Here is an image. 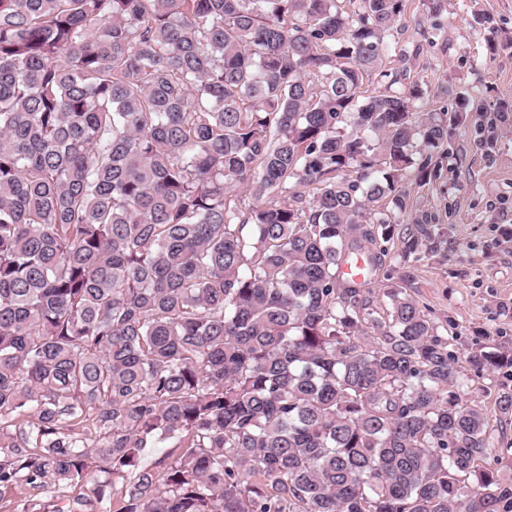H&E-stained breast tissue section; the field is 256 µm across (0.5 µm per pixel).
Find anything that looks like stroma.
<instances>
[{
	"label": "stroma",
	"instance_id": "obj_1",
	"mask_svg": "<svg viewBox=\"0 0 512 512\" xmlns=\"http://www.w3.org/2000/svg\"><path fill=\"white\" fill-rule=\"evenodd\" d=\"M406 9L399 45L413 52L411 76L430 91L419 111L450 106L459 92L477 106L456 128L441 178L410 188L403 223L435 216L449 239L447 249L415 264L410 293L456 335L458 357L477 343L512 348V121L494 126L489 114L496 100L512 101V53L490 56L479 21L488 16L499 34L512 36V0H445L436 36L423 0H407ZM490 134L497 144L489 153L482 141Z\"/></svg>",
	"mask_w": 512,
	"mask_h": 512
}]
</instances>
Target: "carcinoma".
<instances>
[{
	"label": "carcinoma",
	"instance_id": "carcinoma-1",
	"mask_svg": "<svg viewBox=\"0 0 512 512\" xmlns=\"http://www.w3.org/2000/svg\"><path fill=\"white\" fill-rule=\"evenodd\" d=\"M350 2L0 0L13 512H512V444L407 292L448 235L399 221L482 108L415 111L382 68L406 0ZM395 245L375 305L343 267Z\"/></svg>",
	"mask_w": 512,
	"mask_h": 512
}]
</instances>
